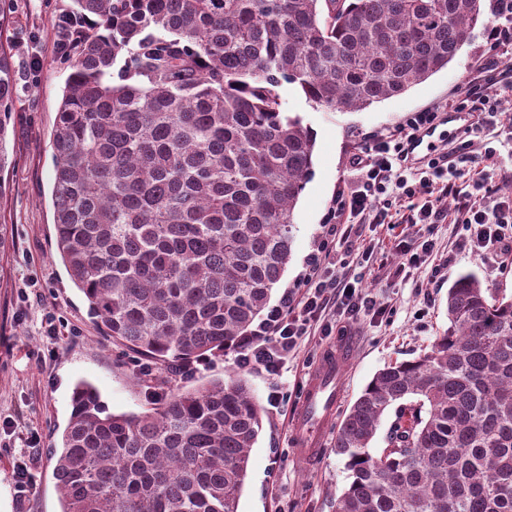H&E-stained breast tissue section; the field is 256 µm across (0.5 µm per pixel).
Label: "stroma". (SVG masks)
I'll list each match as a JSON object with an SVG mask.
<instances>
[{
	"label": "stroma",
	"mask_w": 512,
	"mask_h": 512,
	"mask_svg": "<svg viewBox=\"0 0 512 512\" xmlns=\"http://www.w3.org/2000/svg\"><path fill=\"white\" fill-rule=\"evenodd\" d=\"M71 0H6L0 7V50L10 56L16 93L8 125L10 165L0 171V224L9 248L0 255V512H60L48 450L67 425L78 380L94 383L113 413L152 411L170 392L191 389L230 374L244 377L263 408V430L252 448L249 478L239 512H333L331 500L347 483L344 460L334 444L341 420L374 374L388 363L429 350L448 327V289L462 274H475L494 293L512 295V258L491 264L476 251L457 249L460 225L365 224L361 243L372 252L367 267L352 263L345 276L361 280L377 313L346 320L330 309L323 316L331 335L302 337L281 362L278 374L239 366L233 352L164 370L150 358L122 354L91 318L88 302L71 281L55 249L52 204V132L71 72L57 48L55 19ZM512 65V54L487 40L484 31L459 51L448 68L403 95L352 112L314 109L294 85L280 89L282 108L300 115L316 136L314 174L295 211L297 231L288 267L271 302L303 277L324 231L328 207L351 181L349 159L356 147L396 130L408 113L453 99L474 81L484 60ZM504 132L487 182L501 194L512 184L499 172L512 168V95L501 105ZM431 235L447 270L433 276L429 266L404 267L402 236ZM354 339L342 367L343 397L328 425L320 456L307 465L292 456V420L302 388L337 337ZM31 461V481L20 486L15 466Z\"/></svg>",
	"instance_id": "obj_1"
}]
</instances>
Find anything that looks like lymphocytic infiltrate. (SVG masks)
<instances>
[{"mask_svg":"<svg viewBox=\"0 0 512 512\" xmlns=\"http://www.w3.org/2000/svg\"><path fill=\"white\" fill-rule=\"evenodd\" d=\"M506 87H512V72L500 69L492 59L483 68L479 86L460 91L456 111L475 112L479 118L464 130L453 153H435L418 167L407 162L408 144L438 121L443 112L439 105L411 113L396 133L356 148L350 158L353 184L344 187L330 206L326 233L302 281L236 346L240 366L277 372L284 354L310 335L328 306H338L352 319L372 310L358 282L337 278L336 249L345 247L347 254L369 262L371 253L360 246L359 229L364 224L386 223L392 209L405 207L409 224L454 219L464 230L461 250H478L492 263H501L505 246L512 244V196L496 195L488 184L473 181L469 164L478 145L484 148V161L490 163L496 157L487 138L501 125L500 93ZM446 198L453 200V208L443 206Z\"/></svg>","mask_w":512,"mask_h":512,"instance_id":"lymphocytic-infiltrate-1","label":"lymphocytic infiltrate"}]
</instances>
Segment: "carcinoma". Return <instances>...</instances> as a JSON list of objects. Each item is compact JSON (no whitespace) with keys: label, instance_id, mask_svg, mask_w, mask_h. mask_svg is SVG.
<instances>
[{"label":"carcinoma","instance_id":"carcinoma-1","mask_svg":"<svg viewBox=\"0 0 512 512\" xmlns=\"http://www.w3.org/2000/svg\"><path fill=\"white\" fill-rule=\"evenodd\" d=\"M489 0H72L52 136L57 254L91 315L166 367L235 348L292 254L315 135L294 84L357 112L448 67ZM124 60L112 81V67ZM16 87L0 54V168ZM448 329L390 363L344 416L335 512H512V297L473 274ZM51 446L60 512H238L262 408L237 375L107 411L81 381ZM387 447L372 444L389 412Z\"/></svg>","mask_w":512,"mask_h":512}]
</instances>
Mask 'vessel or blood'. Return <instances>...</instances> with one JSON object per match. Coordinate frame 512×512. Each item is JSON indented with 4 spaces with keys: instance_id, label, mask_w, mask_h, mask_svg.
Listing matches in <instances>:
<instances>
[{
    "instance_id": "b4317fda",
    "label": "vessel or blood",
    "mask_w": 512,
    "mask_h": 512,
    "mask_svg": "<svg viewBox=\"0 0 512 512\" xmlns=\"http://www.w3.org/2000/svg\"><path fill=\"white\" fill-rule=\"evenodd\" d=\"M351 346L352 340L348 337L338 342L302 391L295 418L297 446L294 450L300 462L311 461L321 451L322 436L342 397L340 362Z\"/></svg>"
}]
</instances>
